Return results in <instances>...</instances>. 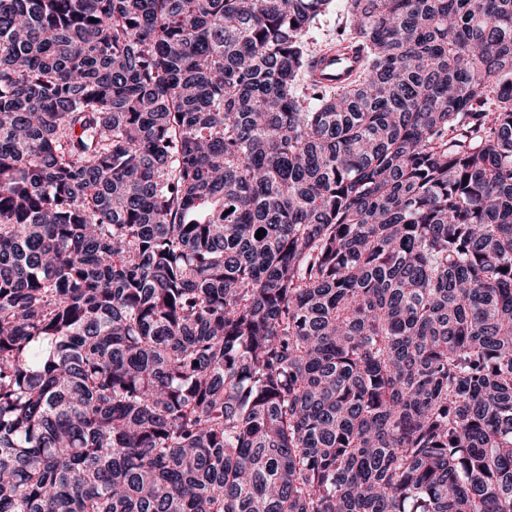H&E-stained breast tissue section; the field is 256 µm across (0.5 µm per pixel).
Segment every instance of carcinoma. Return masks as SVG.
Listing matches in <instances>:
<instances>
[{
    "instance_id": "1",
    "label": "carcinoma",
    "mask_w": 512,
    "mask_h": 512,
    "mask_svg": "<svg viewBox=\"0 0 512 512\" xmlns=\"http://www.w3.org/2000/svg\"><path fill=\"white\" fill-rule=\"evenodd\" d=\"M332 4L0 0V512H512V0ZM342 1L335 2L330 11L320 17L316 28L309 35L308 46L312 53L336 39V34L341 26ZM359 65V57L351 51L325 49L316 58L312 76L320 85L336 89L352 80Z\"/></svg>"
}]
</instances>
